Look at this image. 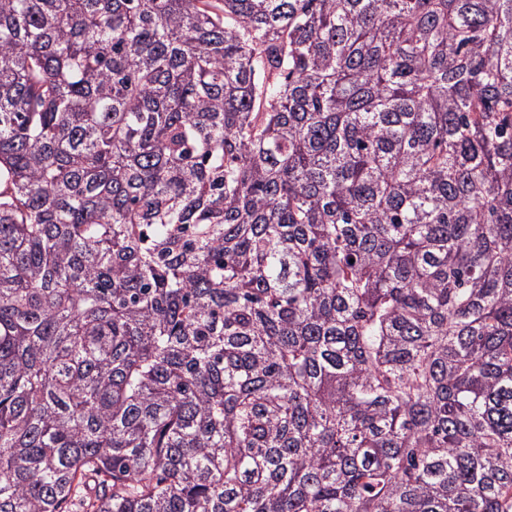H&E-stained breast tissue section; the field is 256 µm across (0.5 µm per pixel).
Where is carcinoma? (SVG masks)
I'll return each mask as SVG.
<instances>
[{"mask_svg":"<svg viewBox=\"0 0 512 512\" xmlns=\"http://www.w3.org/2000/svg\"><path fill=\"white\" fill-rule=\"evenodd\" d=\"M512 512V0H0V512Z\"/></svg>","mask_w":512,"mask_h":512,"instance_id":"carcinoma-1","label":"carcinoma"}]
</instances>
